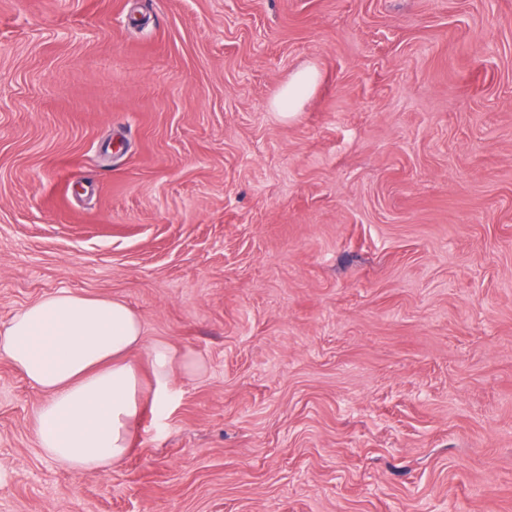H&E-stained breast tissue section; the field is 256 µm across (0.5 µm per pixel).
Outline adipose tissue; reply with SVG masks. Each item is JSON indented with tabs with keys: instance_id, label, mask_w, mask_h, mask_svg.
<instances>
[{
	"instance_id": "ef3b65f1",
	"label": "adipose tissue",
	"mask_w": 512,
	"mask_h": 512,
	"mask_svg": "<svg viewBox=\"0 0 512 512\" xmlns=\"http://www.w3.org/2000/svg\"><path fill=\"white\" fill-rule=\"evenodd\" d=\"M143 350L152 390L129 359ZM0 352L41 390L34 416L40 448L73 472L120 464L144 403L164 408L176 372L197 364L162 341L146 342L139 316L122 300L58 293L0 324Z\"/></svg>"
}]
</instances>
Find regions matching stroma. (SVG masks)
Wrapping results in <instances>:
<instances>
[{"label":"stroma","instance_id":"obj_1","mask_svg":"<svg viewBox=\"0 0 512 512\" xmlns=\"http://www.w3.org/2000/svg\"><path fill=\"white\" fill-rule=\"evenodd\" d=\"M62 290L203 369L75 473L0 354V512H512V0H0V323ZM317 72L308 67L297 72L285 84L271 101L272 108L283 117H290L297 112L302 97L308 92L316 80Z\"/></svg>","mask_w":512,"mask_h":512}]
</instances>
